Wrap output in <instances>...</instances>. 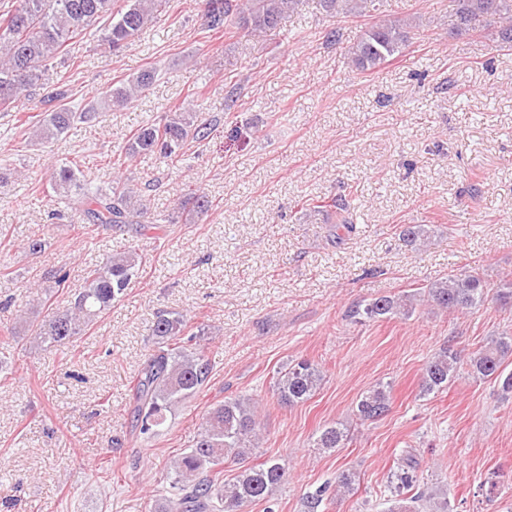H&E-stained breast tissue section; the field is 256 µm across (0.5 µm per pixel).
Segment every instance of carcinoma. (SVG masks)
I'll list each match as a JSON object with an SVG mask.
<instances>
[{
    "label": "carcinoma",
    "mask_w": 512,
    "mask_h": 512,
    "mask_svg": "<svg viewBox=\"0 0 512 512\" xmlns=\"http://www.w3.org/2000/svg\"><path fill=\"white\" fill-rule=\"evenodd\" d=\"M206 29L226 34L243 32L262 36L275 29L283 15L295 9L299 0H204ZM332 17L361 15L370 0H320ZM166 0H20L18 6L0 15V108L9 107L30 96L36 88L46 90L53 108L31 126L33 136L53 140L74 123L92 117L89 111L76 112L67 105L64 90L46 83V74L61 54L70 51L89 28L104 19L99 40L114 49L128 45L157 22ZM458 27L476 22L496 28L502 46L512 48V0H458ZM410 26L398 21H383L365 30L348 49L352 65L373 71L397 57L409 44ZM155 72L147 69L110 88L100 105L115 106L130 102L153 83ZM209 128L196 120L193 112H168L160 121L148 123L133 134L126 154L157 153L176 162L185 145L208 137ZM50 186L65 206L84 213L91 224L112 228L135 225V232L146 237L162 230L150 217L149 208L134 189L123 182L109 188L92 185L84 177L79 161L61 163L50 176ZM211 207L207 196L190 191L181 201L190 218H199ZM317 208L336 214V228L351 227L348 200L340 196L317 201ZM136 248L110 255L86 272L84 286L70 306L56 311L36 326V336L61 345L82 331L121 298L141 266ZM427 300L445 311H467L482 306L488 298V285L476 272L462 270L431 283ZM415 295L380 296L349 311L355 321H378L406 316L414 309ZM183 314L163 311L150 326L157 345L133 385L135 426L143 435H155L165 423L167 413L207 383L210 362L198 334L185 333ZM512 335L494 336L481 346L467 363V374L489 379L512 398ZM462 375V364L451 347H443L422 368L421 393H439ZM323 372L309 360L288 365L277 372L273 382L279 402L294 406L309 400L319 389ZM390 410L389 385L377 383L364 391L356 404L362 421L374 422ZM312 447L342 448L348 431L336 425L324 426L312 434ZM259 441L256 408L248 398H227L215 405L198 428L189 451L173 460L170 481L177 497L159 512H246L255 502L271 501L275 490L288 480V466L276 458L246 464ZM232 460L243 469L230 481L220 480V467ZM418 466L411 453L403 455L394 472L393 495L387 512H449L448 498L416 491L414 472ZM355 475L342 471L336 475L334 492L340 496L354 491ZM329 498V487L317 488L304 501L306 512H322Z\"/></svg>",
    "instance_id": "cac0c4a2"
}]
</instances>
